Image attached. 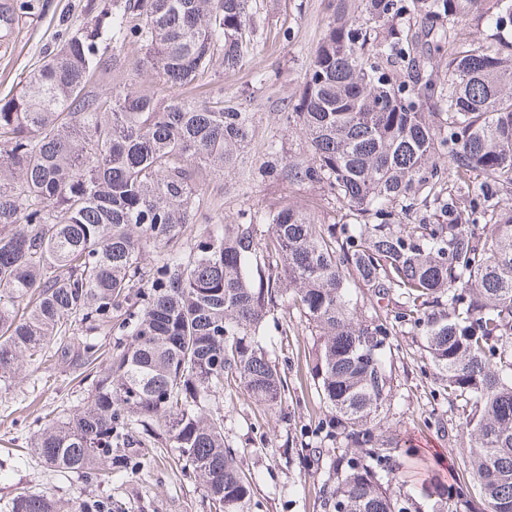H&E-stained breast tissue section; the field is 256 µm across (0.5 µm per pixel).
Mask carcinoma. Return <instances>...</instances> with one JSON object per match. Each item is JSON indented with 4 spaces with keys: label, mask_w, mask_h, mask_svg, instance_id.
Instances as JSON below:
<instances>
[{
    "label": "carcinoma",
    "mask_w": 512,
    "mask_h": 512,
    "mask_svg": "<svg viewBox=\"0 0 512 512\" xmlns=\"http://www.w3.org/2000/svg\"><path fill=\"white\" fill-rule=\"evenodd\" d=\"M87 12L0 98V383L67 358L79 335L125 337L80 343L92 387L37 431V458L109 483L98 464L159 428L214 512L258 507L214 404L229 375L256 403L282 402L267 326L293 308L316 336L323 512H417L397 481L410 449L381 418L404 333L462 411L473 496L437 489L436 512H512V0H326L278 117L302 151L272 142L258 167L320 198L227 224L206 176L253 174L254 113L215 84L248 54L250 0H89ZM125 44L141 52L133 72ZM148 72L159 82L145 93ZM162 243L175 247L151 258ZM355 288L386 315L360 308ZM4 510L59 512L40 492ZM70 512L112 501L77 497Z\"/></svg>",
    "instance_id": "carcinoma-1"
}]
</instances>
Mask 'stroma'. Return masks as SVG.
Segmentation results:
<instances>
[{"label": "stroma", "mask_w": 512, "mask_h": 512, "mask_svg": "<svg viewBox=\"0 0 512 512\" xmlns=\"http://www.w3.org/2000/svg\"><path fill=\"white\" fill-rule=\"evenodd\" d=\"M87 0H9L13 24L0 47V97L37 66L58 45L61 27L85 23ZM255 51L240 67L221 72L219 86L225 101L246 104L256 114V131L248 147L254 160H262L269 142L295 152L300 139L283 131L278 113L287 111L299 88L309 53L321 33L326 16L324 0H251ZM224 193V217L232 219L244 209L258 210L284 197L300 202L316 199L308 186L288 187L272 178L243 180L226 171L218 182ZM287 333L275 336L276 354L288 380L281 404L268 408L251 399L235 379L224 381L217 405L224 417V440L234 448L244 473L255 479L257 512H322L321 485L329 460L301 464L302 455L319 446L316 434L321 408L305 373V356L313 347L310 332L289 310ZM394 387L384 411L387 427L408 440L414 452L403 459L405 491L417 495L421 512H432L434 498L421 490L433 482L452 484L464 476L458 468L461 436H448L459 427L460 412L438 393L432 371L417 337L394 339ZM76 361L48 362L25 367L12 383L0 387V504L27 491L45 492L61 502L81 495L111 498L112 512H214L199 481L173 460L164 436L145 440L139 468L113 476L111 487L82 476L64 474L44 466L29 446L36 420L56 417L74 408L86 393Z\"/></svg>", "instance_id": "35a3bbf8"}]
</instances>
